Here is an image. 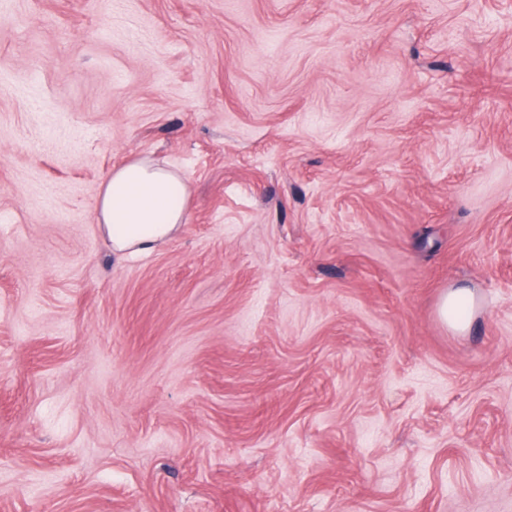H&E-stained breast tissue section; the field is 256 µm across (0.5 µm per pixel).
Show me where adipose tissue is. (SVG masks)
Masks as SVG:
<instances>
[{
	"instance_id": "ef3b65f1",
	"label": "adipose tissue",
	"mask_w": 512,
	"mask_h": 512,
	"mask_svg": "<svg viewBox=\"0 0 512 512\" xmlns=\"http://www.w3.org/2000/svg\"><path fill=\"white\" fill-rule=\"evenodd\" d=\"M187 187L181 174L159 162L139 157L115 169L103 183L98 222L116 252H145L169 238L182 224ZM477 309L475 292L450 288L437 306L441 323L465 333Z\"/></svg>"
}]
</instances>
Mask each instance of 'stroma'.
<instances>
[{
	"instance_id": "1",
	"label": "stroma",
	"mask_w": 512,
	"mask_h": 512,
	"mask_svg": "<svg viewBox=\"0 0 512 512\" xmlns=\"http://www.w3.org/2000/svg\"><path fill=\"white\" fill-rule=\"evenodd\" d=\"M0 512H512V0H0ZM187 187L181 174L149 157L134 158L102 184L98 223L115 252H145L182 224ZM462 309V314L456 310ZM476 293L467 287L448 288L437 306V315L441 323L457 334H464L476 314Z\"/></svg>"
}]
</instances>
